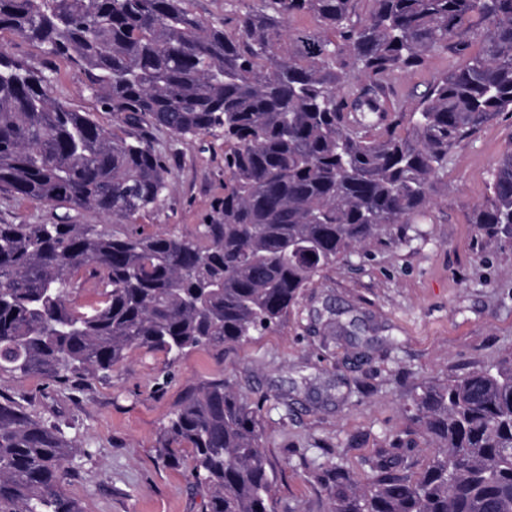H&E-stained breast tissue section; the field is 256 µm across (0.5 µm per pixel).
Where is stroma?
<instances>
[{"mask_svg":"<svg viewBox=\"0 0 512 512\" xmlns=\"http://www.w3.org/2000/svg\"><path fill=\"white\" fill-rule=\"evenodd\" d=\"M0 44L52 74L54 98L113 129L81 69L6 32ZM448 64L436 54L423 71L396 76L407 106ZM156 140L170 186L138 217L140 229L198 236L224 195V139L160 133ZM511 145L507 116L460 144L448 164V188L427 219L374 238L351 261L325 269L283 322L263 334L191 351L172 365L163 353L135 349L109 379L86 376L61 388L0 375V397L59 424L77 445L64 490L84 512H204L207 493L193 486L189 459L165 462L159 437L186 390L224 379L261 406L274 512H331L325 470L339 465L358 476L394 437L419 441L421 430L405 411L418 386L512 353V245L471 222ZM62 215L73 224H112L91 208L65 211L0 193V224H52Z\"/></svg>","mask_w":512,"mask_h":512,"instance_id":"obj_1","label":"stroma"}]
</instances>
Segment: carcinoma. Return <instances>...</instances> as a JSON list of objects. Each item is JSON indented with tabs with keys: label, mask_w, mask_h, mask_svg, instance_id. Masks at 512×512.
<instances>
[{
	"label": "carcinoma",
	"mask_w": 512,
	"mask_h": 512,
	"mask_svg": "<svg viewBox=\"0 0 512 512\" xmlns=\"http://www.w3.org/2000/svg\"><path fill=\"white\" fill-rule=\"evenodd\" d=\"M186 2L0 0V33L83 70L123 130L55 100L52 77L0 45V191L127 223L0 224V374L65 386L133 349L175 363L280 324L325 269L426 217L456 147L512 115V0H370L363 14L359 0H237L230 32ZM301 15L315 27H290ZM438 53L464 64L406 109L394 76ZM156 131L230 144L205 245L132 228L169 188ZM473 223L512 242V148ZM84 267L104 291L78 307ZM411 405L434 448L425 470L399 472L400 437L361 484L323 475L332 512H512V354ZM162 448L189 449L205 512H274L256 412L224 380L185 393ZM76 453L58 424L1 400L0 512H83L62 489Z\"/></svg>",
	"instance_id": "obj_1"
}]
</instances>
